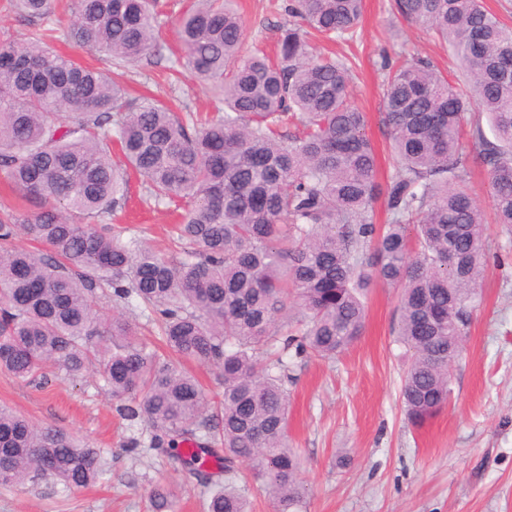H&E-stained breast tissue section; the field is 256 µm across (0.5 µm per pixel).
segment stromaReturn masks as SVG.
Here are the masks:
<instances>
[{
    "label": "stroma",
    "instance_id": "1",
    "mask_svg": "<svg viewBox=\"0 0 512 512\" xmlns=\"http://www.w3.org/2000/svg\"><path fill=\"white\" fill-rule=\"evenodd\" d=\"M391 0H364L359 38L336 44L359 60L355 86L369 117L368 137L379 153V179L394 173L389 135L381 122L387 60L430 58L449 77L459 73L448 46L425 29L397 19ZM246 46L274 51L285 17L267 0H237ZM165 40L159 61L130 66L121 81L133 94L178 97L192 109L220 112L222 97L191 73L171 82L179 68L177 17L162 15ZM141 181L132 177L128 227L143 231L155 248L165 244L172 222L166 208L142 209ZM485 234L493 255L483 301L461 355L451 368V400L423 427L411 426L400 388L411 354L395 333L398 291L374 283L365 293V329L335 360H296L286 384L290 445L309 487L304 512H512V235L497 224ZM32 423L74 432L100 448L105 483L64 494L44 481L0 489V512H149L148 492L172 473L154 453L124 450L140 436L112 407L94 373L39 389L0 372V403Z\"/></svg>",
    "mask_w": 512,
    "mask_h": 512
}]
</instances>
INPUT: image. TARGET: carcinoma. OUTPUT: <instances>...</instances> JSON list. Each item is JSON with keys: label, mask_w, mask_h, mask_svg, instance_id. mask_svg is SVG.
<instances>
[{"label": "carcinoma", "mask_w": 512, "mask_h": 512, "mask_svg": "<svg viewBox=\"0 0 512 512\" xmlns=\"http://www.w3.org/2000/svg\"><path fill=\"white\" fill-rule=\"evenodd\" d=\"M230 2L191 0L177 18L185 67L223 97L210 115L130 96L54 48L55 0H9L28 32L0 39V174L37 209L0 212V370L34 385L50 365L66 378L96 371L120 417L149 424V448L196 479L207 512H249L239 463L276 512H301L283 379L292 360H333L360 338L373 282L399 289L408 422L450 402L448 343L468 335L487 267L472 168L487 170L496 223L512 228V26L484 0H394L448 45L464 79L418 56L384 64L396 174L383 188L353 61L310 41L354 39L363 0H271L307 25L277 28L273 60L243 52ZM161 15L159 0H73L67 37L119 70L161 46ZM115 145L142 177V201L175 206L167 256L110 228L129 193ZM381 193L390 217L378 225ZM130 307L159 315L165 351L139 338ZM185 362L218 371L219 400ZM219 451L214 481L202 467ZM103 475L80 436L0 405V489L50 479L71 492ZM149 505L174 512L171 485H155Z\"/></svg>", "instance_id": "cac0c4a2"}]
</instances>
